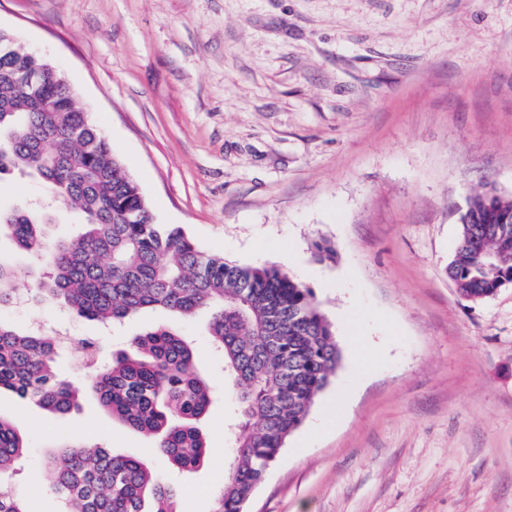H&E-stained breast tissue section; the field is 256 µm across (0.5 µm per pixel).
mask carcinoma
I'll use <instances>...</instances> for the list:
<instances>
[{"label":"carcinoma","instance_id":"carcinoma-1","mask_svg":"<svg viewBox=\"0 0 512 512\" xmlns=\"http://www.w3.org/2000/svg\"><path fill=\"white\" fill-rule=\"evenodd\" d=\"M0 31V175L36 172L82 218L78 234L54 240V212L0 210V235L36 258L33 298L79 317L121 324L147 310L192 317L211 310L207 335L238 389L233 456L215 512H242L288 437L306 419L340 361L332 325L311 289L275 267L243 266L201 249L179 228L158 224L112 144L69 91L62 73ZM460 242L448 265L459 294L482 300L512 279V197L476 192L459 218ZM495 258L497 271L475 252ZM17 296L13 269L0 259V308ZM54 415L77 406L81 390L62 378L55 345L36 332L0 324V389ZM90 389L123 425L157 438L161 462L191 472L208 442L198 425L211 390L193 342L164 325L132 337L128 351L96 372ZM27 448L0 416V474ZM38 478L64 512H176L177 491L145 462L98 446L67 444ZM0 512H29L11 488Z\"/></svg>","mask_w":512,"mask_h":512}]
</instances>
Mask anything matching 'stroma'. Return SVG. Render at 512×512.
<instances>
[{"instance_id":"1","label":"stroma","mask_w":512,"mask_h":512,"mask_svg":"<svg viewBox=\"0 0 512 512\" xmlns=\"http://www.w3.org/2000/svg\"><path fill=\"white\" fill-rule=\"evenodd\" d=\"M0 29L67 77L157 223L295 276L332 324L336 375L246 512H512V285L474 302L448 277L469 196H512V0H0ZM48 197L38 175L0 178L1 208ZM0 256L20 287L0 322L58 337L76 385L82 338L101 368L158 324L192 339L210 452L191 473L158 467L176 512H214L236 391L209 311L106 328L35 302L33 262L4 235ZM0 416L28 443L0 482L30 512H60L33 479L50 443L158 465L153 438L89 392L59 417L1 390Z\"/></svg>"}]
</instances>
